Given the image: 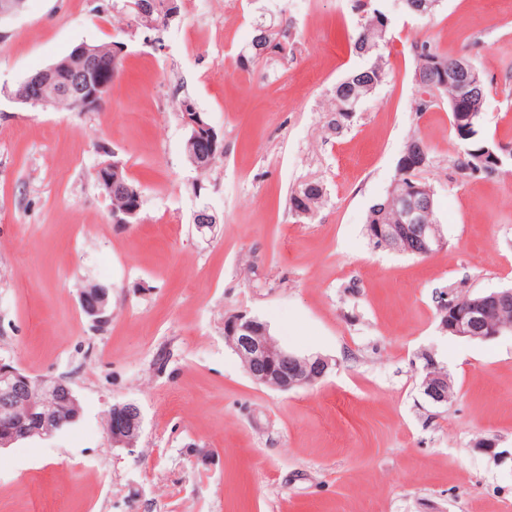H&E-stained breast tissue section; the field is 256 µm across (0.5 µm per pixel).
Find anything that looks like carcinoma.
Segmentation results:
<instances>
[{"mask_svg":"<svg viewBox=\"0 0 512 512\" xmlns=\"http://www.w3.org/2000/svg\"><path fill=\"white\" fill-rule=\"evenodd\" d=\"M149 11L139 16L124 8V0H112V11L130 20V26L135 30L157 35L164 31L171 23L170 17L175 11H181L182 0H147ZM384 0H368L365 3V16L360 23L357 36L352 43V52L368 61V64L350 71L340 80L333 90L334 104L331 108V117L328 127L333 132L340 134L347 126L351 113L357 111L360 103L369 97L383 84L387 78L382 49L386 43L387 27L381 21L386 14L383 8ZM440 0H407L404 12L415 18H423L433 14ZM288 29H275L272 24L262 21L255 24V34L252 38L249 55L244 57L242 64H254L259 60V50L270 40L280 39L288 42ZM415 67L413 82L416 90L414 98V111L427 112L441 101L450 102L455 96V88L450 84L441 82L440 72H448L453 68L456 59L448 57L440 51L432 41L416 42L412 46ZM487 93L486 80H481L474 97L473 125L475 131H480L482 118V100ZM464 144L462 153L459 154L454 164L457 175L463 179H490L495 174L487 172V168L479 165L477 150L486 143L482 136L471 140H461ZM187 158L192 160V166L204 173L213 164L222 158L217 154L212 157H198L193 153V145L186 144ZM140 186L122 173V185L112 189V209L120 210L127 204L128 192L138 191ZM326 189L322 182L311 180L300 184L294 189L289 198L288 205L300 201L308 214H313L322 204ZM396 204L389 196L380 198L370 209L366 219L368 224H391L395 221Z\"/></svg>","mask_w":512,"mask_h":512,"instance_id":"1","label":"carcinoma"}]
</instances>
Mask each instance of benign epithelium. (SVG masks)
Returning <instances> with one entry per match:
<instances>
[{
	"label": "benign epithelium",
	"mask_w": 512,
	"mask_h": 512,
	"mask_svg": "<svg viewBox=\"0 0 512 512\" xmlns=\"http://www.w3.org/2000/svg\"><path fill=\"white\" fill-rule=\"evenodd\" d=\"M123 53L124 45H114L111 58L103 63L87 47L80 46L74 53L79 64L66 61L49 65L28 79L14 99L22 100L33 109L44 108L48 105L44 88L62 75L64 82L59 86L58 94L76 102L83 112L98 111L112 81L119 75ZM480 78L481 72L466 59L459 63L458 71L448 72L447 81L458 84V95L452 103V109L457 112L456 133L467 140L473 137L470 89ZM180 117L191 133V142L198 144L199 153L224 151V141L195 105L183 108ZM122 167L123 163L114 159L98 165L102 186L107 192H112V184L120 178ZM390 194L398 201V216L393 224L371 227L372 238L379 246L418 257H428L448 247L442 225L427 218L433 188L424 179L416 177L404 182L397 178L390 186ZM507 296L512 297L511 288L481 293L474 298L461 297L466 302L465 314L448 318V322L441 324L442 330L452 336L479 340L512 333V324L492 323L488 318L489 310L499 306ZM79 303L95 326L105 324L112 316L107 287L92 294L80 292ZM224 339L242 359L251 379L260 385L288 391L320 381L331 369L330 360L321 355L299 356L285 350L274 340L266 322L242 311L225 318ZM422 387L432 403H448V376L432 372L424 378ZM60 403L71 407L73 419H78L81 407L67 381L52 377L33 378L0 361V448L33 437L53 435L48 421L51 411ZM142 423L137 404L112 405L107 426L112 446L133 449L141 435Z\"/></svg>",
	"instance_id": "obj_1"
}]
</instances>
